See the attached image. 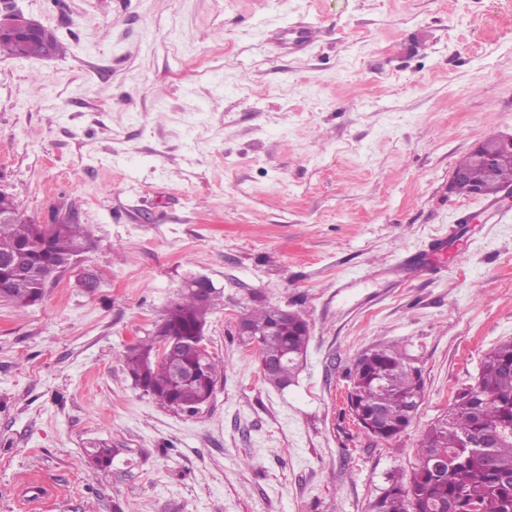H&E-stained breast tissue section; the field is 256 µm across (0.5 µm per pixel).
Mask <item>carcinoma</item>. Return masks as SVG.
I'll list each match as a JSON object with an SVG mask.
<instances>
[{
    "label": "carcinoma",
    "mask_w": 512,
    "mask_h": 512,
    "mask_svg": "<svg viewBox=\"0 0 512 512\" xmlns=\"http://www.w3.org/2000/svg\"><path fill=\"white\" fill-rule=\"evenodd\" d=\"M41 47L28 48L16 39L0 38V53L19 58H37ZM463 179L451 180L457 195H495L512 185V149H505L492 173L475 163L469 153L455 172ZM39 228L35 220L19 215L12 224L0 223V255H23L27 272L17 280L11 271H0L11 288L7 300L18 308L34 305L43 297V287L51 271L69 263L87 250L88 229L78 221L47 224L45 246L37 245ZM214 293L202 297L193 288L165 311L159 330L151 340L135 344L124 356V364L135 385L167 407L195 406L204 402L213 382L224 367L213 357H200L188 349H177L168 357L158 354V346L169 335L190 343L204 331ZM258 336H244L259 357L278 362L263 373L275 387H284L300 365L309 342V326H277L274 307L254 309L241 317ZM351 407L356 415L368 419L384 409L385 420L377 425L376 438L388 441L410 424L423 398V383L418 368L396 349L370 348L349 373ZM492 433L488 448H467L466 437ZM120 449L106 443L92 449L89 462L97 468L112 465ZM417 464L408 482L395 481L370 505V512H512V341L504 342L484 358L478 383L459 392L448 414L424 435L416 449Z\"/></svg>",
    "instance_id": "1"
}]
</instances>
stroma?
Returning a JSON list of instances; mask_svg holds the SVG:
<instances>
[{"label":"stroma","instance_id":"1","mask_svg":"<svg viewBox=\"0 0 512 512\" xmlns=\"http://www.w3.org/2000/svg\"><path fill=\"white\" fill-rule=\"evenodd\" d=\"M54 32L0 55V188L77 213L81 264L0 302V512H369L485 354L512 341V197L449 193L512 134V0H0ZM314 25L307 46L289 28ZM98 288H83L84 275ZM213 397L165 408L122 361L187 284ZM299 312L294 382H264L237 324ZM391 345L424 399L389 441L346 402L358 355ZM121 453L99 469L86 451Z\"/></svg>","mask_w":512,"mask_h":512}]
</instances>
